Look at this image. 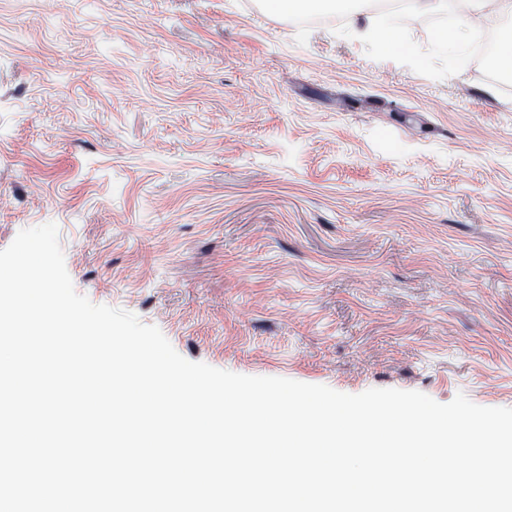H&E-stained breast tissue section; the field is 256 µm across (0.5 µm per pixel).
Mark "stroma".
<instances>
[{
  "mask_svg": "<svg viewBox=\"0 0 512 512\" xmlns=\"http://www.w3.org/2000/svg\"><path fill=\"white\" fill-rule=\"evenodd\" d=\"M262 0H0V249L251 376L512 408V81Z\"/></svg>",
  "mask_w": 512,
  "mask_h": 512,
  "instance_id": "stroma-1",
  "label": "stroma"
}]
</instances>
